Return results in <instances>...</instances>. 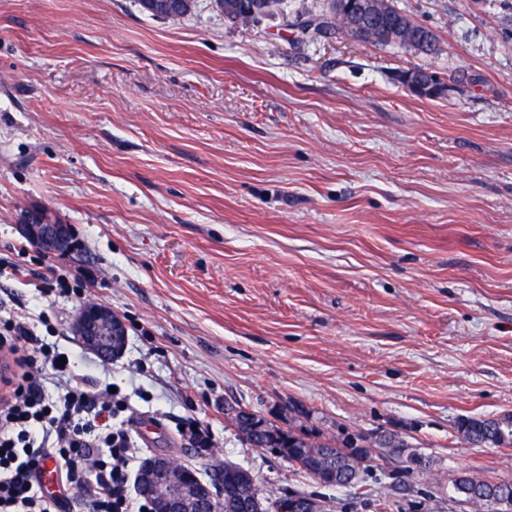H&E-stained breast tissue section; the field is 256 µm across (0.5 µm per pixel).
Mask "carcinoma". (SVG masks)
Returning <instances> with one entry per match:
<instances>
[{
    "label": "carcinoma",
    "mask_w": 512,
    "mask_h": 512,
    "mask_svg": "<svg viewBox=\"0 0 512 512\" xmlns=\"http://www.w3.org/2000/svg\"><path fill=\"white\" fill-rule=\"evenodd\" d=\"M358 0H325L323 9L335 14L331 26L314 31L319 36H349L361 39V31L368 21L356 14L352 6ZM381 7L388 19V29L367 34L364 41L383 46H397L435 54L438 51L436 35L401 12L394 0H385ZM227 420L238 435L252 448L276 452L310 475L325 487L345 488L357 484L370 468L373 455L380 449L391 454L401 453L403 443L391 435L347 434L343 437L320 438L305 431H284L263 417L241 408L227 415ZM265 422L257 429L255 425ZM459 429L475 447L501 446L512 443V418L467 417ZM454 488L465 500L492 504L512 512V482L489 483L466 475L457 478ZM197 512H246L237 498L202 500Z\"/></svg>",
    "instance_id": "cac0c4a2"
}]
</instances>
